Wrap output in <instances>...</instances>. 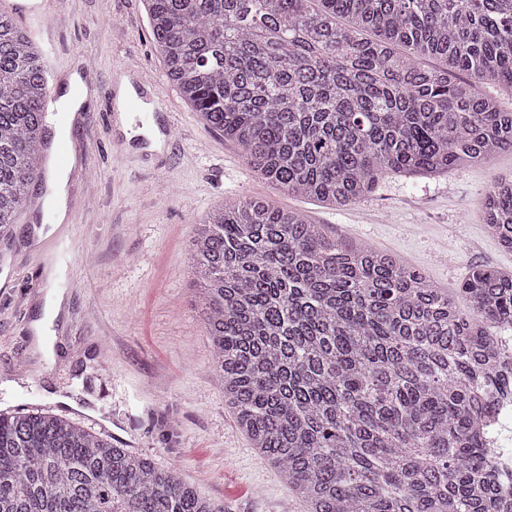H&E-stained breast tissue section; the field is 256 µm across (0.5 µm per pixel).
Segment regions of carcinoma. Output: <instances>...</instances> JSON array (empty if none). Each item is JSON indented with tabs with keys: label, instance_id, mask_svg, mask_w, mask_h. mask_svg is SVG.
<instances>
[{
	"label": "carcinoma",
	"instance_id": "1",
	"mask_svg": "<svg viewBox=\"0 0 512 512\" xmlns=\"http://www.w3.org/2000/svg\"><path fill=\"white\" fill-rule=\"evenodd\" d=\"M146 2L180 94L292 195L348 207L388 172L512 152V111L481 90H512V0ZM46 90L39 46L0 10V234L27 201ZM483 218L512 251V178ZM189 261L225 405L307 512H512L483 418L509 386L492 327L512 326L511 274L475 266L450 293L253 198L198 224ZM0 512L218 510L36 410L0 412Z\"/></svg>",
	"mask_w": 512,
	"mask_h": 512
}]
</instances>
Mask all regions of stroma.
<instances>
[{"mask_svg":"<svg viewBox=\"0 0 512 512\" xmlns=\"http://www.w3.org/2000/svg\"><path fill=\"white\" fill-rule=\"evenodd\" d=\"M53 17L50 72L80 68L88 51L95 86L66 139L65 206L73 286L44 353L32 324L54 295L36 241L38 212L50 208L54 172L34 174L28 201L0 254L13 287L0 294V411L40 409L133 452L180 478L224 512H305L278 473L256 454L224 404L212 365L202 293L187 251L197 222L225 199L255 197L293 209L332 234L367 243L454 289L471 266L512 274V252L483 224L496 178L512 176V154L438 177L385 175L359 203L341 209L288 195L255 175L244 150L205 126L166 76L145 0H46ZM138 66L168 102L166 147L137 149L127 163L126 128L113 126L106 94L116 64Z\"/></svg>","mask_w":512,"mask_h":512,"instance_id":"obj_1","label":"stroma"}]
</instances>
